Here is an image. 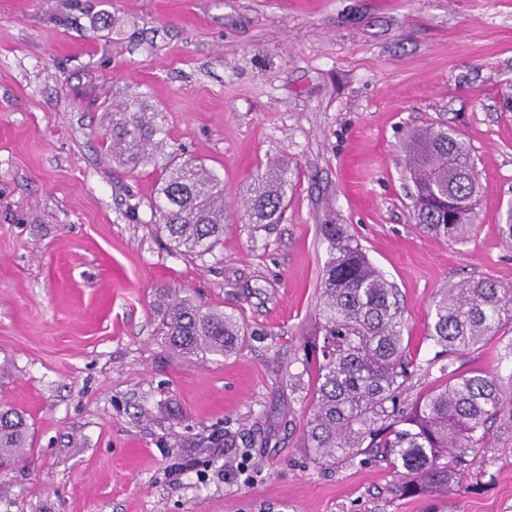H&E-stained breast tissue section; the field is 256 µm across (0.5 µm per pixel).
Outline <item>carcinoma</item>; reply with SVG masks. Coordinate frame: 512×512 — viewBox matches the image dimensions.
<instances>
[{
    "label": "carcinoma",
    "mask_w": 512,
    "mask_h": 512,
    "mask_svg": "<svg viewBox=\"0 0 512 512\" xmlns=\"http://www.w3.org/2000/svg\"><path fill=\"white\" fill-rule=\"evenodd\" d=\"M112 159L158 173L148 207L153 223L175 247L196 258L224 239V183L179 149H168L159 110L145 97H128L112 113L108 130ZM406 149L415 194L413 218L423 230L466 240L480 182L470 143L457 131L426 126L407 132ZM288 165L273 163L246 190L253 224H275L284 208ZM328 245L319 288L315 337L307 355L316 385L300 447L317 462H355L374 448L395 470L398 497L442 495L477 468L472 453L487 443L488 423L504 405V385L488 373L454 376L439 366L445 384L410 406L402 394L421 370L405 344L407 323L397 287L373 265L344 224H322ZM159 335L167 353L183 361L224 356L237 350L247 332L233 314L205 308L187 292L158 288L153 300ZM426 339L452 357L512 324V289L491 278H469L442 289L431 304ZM25 413L0 401V467L31 450Z\"/></svg>",
    "instance_id": "obj_1"
}]
</instances>
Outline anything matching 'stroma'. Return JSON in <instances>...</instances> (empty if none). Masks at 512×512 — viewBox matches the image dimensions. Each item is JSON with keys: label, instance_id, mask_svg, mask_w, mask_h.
Wrapping results in <instances>:
<instances>
[{"label": "stroma", "instance_id": "obj_1", "mask_svg": "<svg viewBox=\"0 0 512 512\" xmlns=\"http://www.w3.org/2000/svg\"><path fill=\"white\" fill-rule=\"evenodd\" d=\"M134 93L224 182L205 259L152 222V166L110 156ZM429 123L461 131L481 174L463 243L413 219L403 137ZM274 161L286 208L259 227L238 202ZM511 207L512 0H0V399L33 437L0 470V512H512L510 324L453 359L505 385L485 477L401 498L383 458L326 465L299 446L320 225H347L395 284L423 367L440 288H512ZM159 288L236 315L243 347L169 357Z\"/></svg>", "mask_w": 512, "mask_h": 512}]
</instances>
